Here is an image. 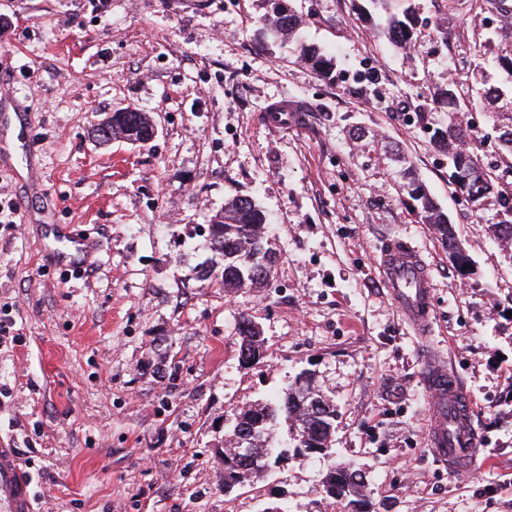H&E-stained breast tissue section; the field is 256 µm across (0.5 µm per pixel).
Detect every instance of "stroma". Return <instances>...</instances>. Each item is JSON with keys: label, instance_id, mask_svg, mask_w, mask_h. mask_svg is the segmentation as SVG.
<instances>
[{"label": "stroma", "instance_id": "35a3bbf8", "mask_svg": "<svg viewBox=\"0 0 512 512\" xmlns=\"http://www.w3.org/2000/svg\"><path fill=\"white\" fill-rule=\"evenodd\" d=\"M284 3L303 42L358 72L362 93L264 38L266 0H0V78L32 114L0 157V205L28 199L34 217L0 214V446L17 449L35 512H352L324 490L334 463L363 474L371 512H512V245L488 230L494 200L458 196L404 119L447 121L434 85L474 95L494 0H413L404 53L363 21L362 0ZM282 102L288 119L272 125ZM125 107L150 115L154 137L98 144L94 126ZM408 166L447 212L469 273L401 199ZM237 195L277 239L260 291L197 277L209 219ZM65 225L94 241L89 266L47 259ZM390 239L430 267L429 335L376 275ZM243 315L266 340L249 368ZM425 347L476 399L466 477L428 446ZM302 374L336 407L329 458H292L225 491V428Z\"/></svg>", "mask_w": 512, "mask_h": 512}]
</instances>
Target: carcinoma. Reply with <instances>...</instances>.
Segmentation results:
<instances>
[{
  "mask_svg": "<svg viewBox=\"0 0 512 512\" xmlns=\"http://www.w3.org/2000/svg\"><path fill=\"white\" fill-rule=\"evenodd\" d=\"M273 21L263 28L267 39L275 40L291 34L298 26V18L290 9H285L280 0H270ZM371 9L364 10L368 20H377L375 27L394 47L405 50L415 40L416 14L410 0H368ZM496 54L499 69L505 74L499 84H483L481 102L490 106L499 117V153L512 157V37L490 46ZM303 60L324 80L334 79L336 57L315 46L300 48ZM136 121L135 140L146 142L153 136L147 115L135 108L131 111L112 113V129H123ZM418 126L428 132L430 142L442 150L448 158V182L455 190L477 204L483 199L495 196L499 200L500 220L488 225L494 236L512 241V193L501 189L493 169L482 164L473 152L461 148L463 138L468 136L467 128L455 116L448 117V125L431 127L428 113H418ZM402 190L412 201L417 216L433 225L435 234L446 248H451L455 238L453 224L448 214L437 204L425 184L407 169L403 173ZM267 216L264 210L250 197L237 196L230 200L224 210L216 213L208 225L209 249L214 255L211 265L201 268L198 278L211 280L222 288H262L270 280L276 264V252L271 240L265 236ZM240 336L239 356L244 365L252 358L263 354L264 338L255 323L247 316L238 323ZM335 409L328 399L315 392L310 381L299 377L271 401L257 403L242 410L235 423L226 432L230 449L240 448L239 434L245 435L247 447L260 451L272 438V429L279 421L302 430L307 448H323L327 445ZM335 482V493L331 498L354 502L360 496L364 483L361 475L346 466L331 470ZM248 480V472L235 464L229 457L224 461V481L237 485Z\"/></svg>",
  "mask_w": 512,
  "mask_h": 512,
  "instance_id": "carcinoma-1",
  "label": "carcinoma"
}]
</instances>
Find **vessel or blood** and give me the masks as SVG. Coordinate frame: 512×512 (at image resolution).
<instances>
[{
    "mask_svg": "<svg viewBox=\"0 0 512 512\" xmlns=\"http://www.w3.org/2000/svg\"><path fill=\"white\" fill-rule=\"evenodd\" d=\"M90 246L81 237H63L56 255L60 262L84 260ZM390 299L404 320L420 334L432 327V280L418 250L402 241L388 242L378 263ZM421 369L430 394L428 441L434 456L459 475L471 471L476 460L477 432L472 424L473 399L439 356L425 351ZM0 512H35L30 481L17 451L0 447Z\"/></svg>",
    "mask_w": 512,
    "mask_h": 512,
    "instance_id": "b4317fda",
    "label": "vessel or blood"
}]
</instances>
